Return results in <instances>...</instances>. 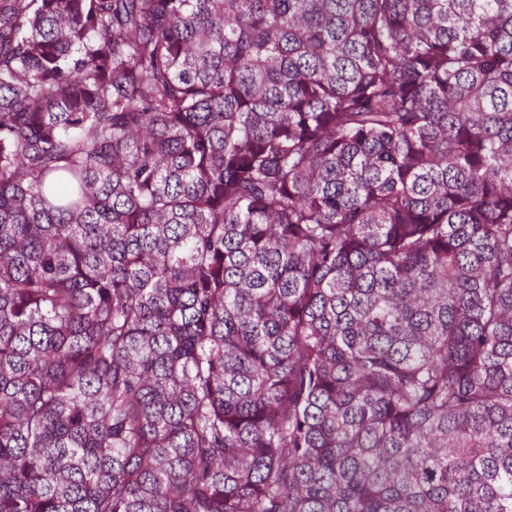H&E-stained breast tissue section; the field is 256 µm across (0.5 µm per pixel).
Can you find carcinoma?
Returning a JSON list of instances; mask_svg holds the SVG:
<instances>
[{
    "instance_id": "carcinoma-1",
    "label": "carcinoma",
    "mask_w": 512,
    "mask_h": 512,
    "mask_svg": "<svg viewBox=\"0 0 512 512\" xmlns=\"http://www.w3.org/2000/svg\"><path fill=\"white\" fill-rule=\"evenodd\" d=\"M0 512H512V0H0Z\"/></svg>"
}]
</instances>
